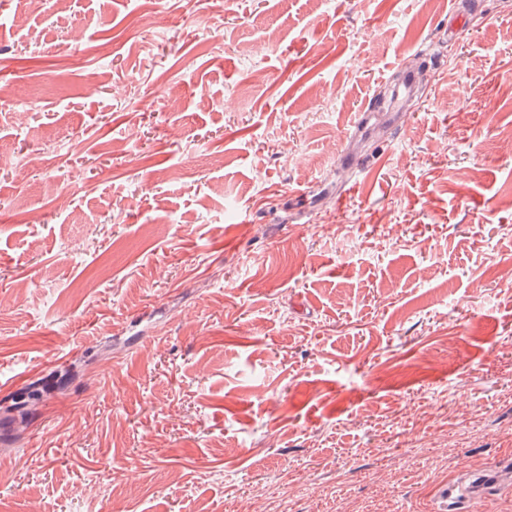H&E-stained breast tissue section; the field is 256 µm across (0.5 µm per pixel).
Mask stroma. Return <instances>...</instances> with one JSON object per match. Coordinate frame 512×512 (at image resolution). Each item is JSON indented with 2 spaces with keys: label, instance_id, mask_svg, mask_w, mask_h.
Listing matches in <instances>:
<instances>
[{
  "label": "stroma",
  "instance_id": "35a3bbf8",
  "mask_svg": "<svg viewBox=\"0 0 512 512\" xmlns=\"http://www.w3.org/2000/svg\"><path fill=\"white\" fill-rule=\"evenodd\" d=\"M1 454L0 512H512V0H0Z\"/></svg>",
  "mask_w": 512,
  "mask_h": 512
}]
</instances>
